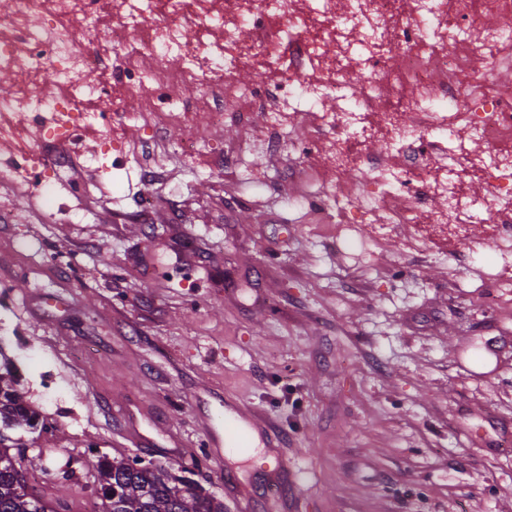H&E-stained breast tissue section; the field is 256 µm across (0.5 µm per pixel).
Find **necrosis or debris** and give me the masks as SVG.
Instances as JSON below:
<instances>
[{"label":"necrosis or debris","instance_id":"obj_1","mask_svg":"<svg viewBox=\"0 0 512 512\" xmlns=\"http://www.w3.org/2000/svg\"><path fill=\"white\" fill-rule=\"evenodd\" d=\"M255 16L287 20V36L273 35L255 49L243 36ZM107 18L113 44L151 56L148 76L167 91V106L153 120L159 128L183 131L186 156L198 150L196 107L220 124L228 97L251 105L256 98L252 88L217 83L194 106L179 95V85L201 69L220 73L259 54L274 64L290 45L295 66L278 72V79L296 82L300 67L314 64L297 101L321 124L340 131L329 149L328 178L341 179L360 163L355 143L381 137L391 146L393 160L380 169L386 191L353 203L373 240L390 236L395 225L413 223L422 241L443 238L471 248L512 242V226L506 224L485 225L482 236H474L477 217L453 190L455 169L464 165L488 183L494 204L512 207V86L486 93L503 51L512 47V0H348L343 10L336 0H234L229 14L223 0H7L0 10V70L14 78L17 89L0 99V148L21 154L25 164L1 166V187L11 189L20 181L50 187L41 147L69 141L73 132L94 129L99 148H112V124L99 122L91 109L94 101L111 96L112 84L88 81L101 58L76 40L77 31L94 32ZM473 29L483 31V41L471 40ZM328 41L336 44L329 58L322 52ZM389 56L397 57L396 66H385ZM365 65L372 68L366 87L346 97L347 74ZM46 71L53 83L42 82ZM379 90L391 100L382 111L375 108ZM330 95L342 100V107L321 111ZM464 135L481 149L470 153L459 146L450 156L451 168L401 160L416 142L430 151L435 140L458 143ZM417 183L448 198L447 211L434 212L422 225L416 207L392 202L395 193ZM379 208L388 212V223H372Z\"/></svg>","mask_w":512,"mask_h":512}]
</instances>
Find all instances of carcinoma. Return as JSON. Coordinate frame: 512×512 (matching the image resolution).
<instances>
[{
    "label": "carcinoma",
    "mask_w": 512,
    "mask_h": 512,
    "mask_svg": "<svg viewBox=\"0 0 512 512\" xmlns=\"http://www.w3.org/2000/svg\"><path fill=\"white\" fill-rule=\"evenodd\" d=\"M19 375L13 362L0 352V458L15 459L13 468L0 469V512H59L45 497L15 490V483L26 478L34 459L10 454L22 447L21 439L9 432L23 430L48 432L54 425L42 418L17 389ZM98 499L96 512H224V503L201 487H192L165 467L137 464V458L97 457L95 462Z\"/></svg>",
    "instance_id": "1"
}]
</instances>
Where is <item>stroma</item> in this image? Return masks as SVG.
Masks as SVG:
<instances>
[{
  "instance_id": "obj_1",
  "label": "stroma",
  "mask_w": 512,
  "mask_h": 512,
  "mask_svg": "<svg viewBox=\"0 0 512 512\" xmlns=\"http://www.w3.org/2000/svg\"><path fill=\"white\" fill-rule=\"evenodd\" d=\"M91 42L115 89L99 111L163 98L127 80L107 28ZM235 79L263 106L199 121L194 159L180 130L123 127L97 168L84 131L45 146L51 193L0 187V350L55 426L26 450L36 491L94 512L92 448L202 456L193 479L224 512H512V250L419 247L411 224L374 243L348 204L374 167L329 194L335 130L267 140L265 106L293 86ZM241 411L261 446L243 459L209 444Z\"/></svg>"
}]
</instances>
